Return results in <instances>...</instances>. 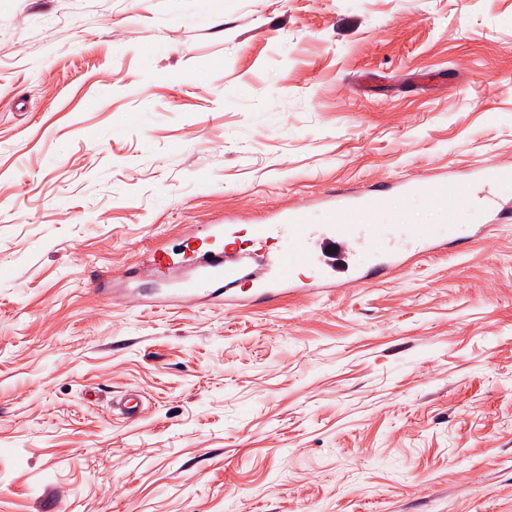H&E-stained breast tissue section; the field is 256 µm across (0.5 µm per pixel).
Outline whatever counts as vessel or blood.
I'll list each match as a JSON object with an SVG mask.
<instances>
[{"label": "vessel or blood", "mask_w": 512, "mask_h": 512, "mask_svg": "<svg viewBox=\"0 0 512 512\" xmlns=\"http://www.w3.org/2000/svg\"><path fill=\"white\" fill-rule=\"evenodd\" d=\"M426 191L448 212L453 211L459 202L473 199L470 188L457 181L430 185ZM385 207L383 192L346 188L328 198L327 208L331 221L321 228L308 224L306 213L300 208H291L277 214L274 223L252 225L250 233L253 239L267 240L279 234L284 241L270 264L267 276L256 279L251 299L279 300L290 290L289 277L294 268L310 262V244L314 237L319 236L341 247L352 248L362 240L359 218L382 216ZM203 231L209 239L217 241L218 246L194 258L192 267L178 282V293L195 297L209 296L222 302L229 310L247 307L249 299L237 293V287L245 277L242 257L239 250L227 243L228 237L233 234L232 225L207 224ZM456 233L457 228L452 224H420L410 229L409 236L418 253L424 254L447 247L449 237ZM406 262V257L397 251H367L361 253L354 264L353 276L356 282L364 284L374 274L397 273Z\"/></svg>", "instance_id": "b4317fda"}]
</instances>
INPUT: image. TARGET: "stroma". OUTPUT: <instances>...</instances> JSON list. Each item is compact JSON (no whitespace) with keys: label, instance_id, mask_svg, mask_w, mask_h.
Instances as JSON below:
<instances>
[{"label":"stroma","instance_id":"1","mask_svg":"<svg viewBox=\"0 0 512 512\" xmlns=\"http://www.w3.org/2000/svg\"><path fill=\"white\" fill-rule=\"evenodd\" d=\"M485 163L512 0H0V512H512V223L398 188ZM359 186L467 244L234 314L154 261Z\"/></svg>","mask_w":512,"mask_h":512}]
</instances>
